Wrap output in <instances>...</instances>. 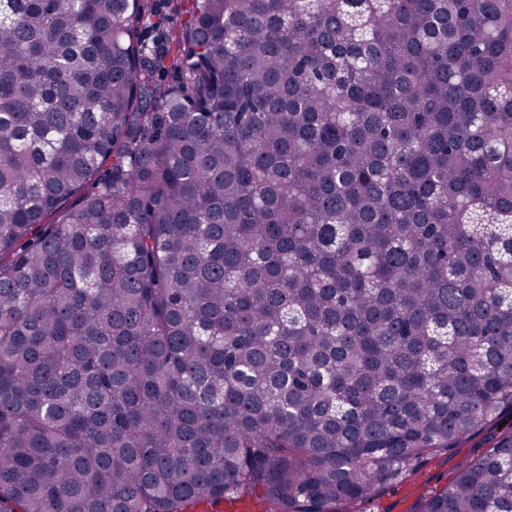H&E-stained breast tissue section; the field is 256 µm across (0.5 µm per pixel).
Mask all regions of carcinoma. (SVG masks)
Segmentation results:
<instances>
[{
	"mask_svg": "<svg viewBox=\"0 0 512 512\" xmlns=\"http://www.w3.org/2000/svg\"><path fill=\"white\" fill-rule=\"evenodd\" d=\"M0 0V512L367 503L512 416V0ZM420 512H512V422Z\"/></svg>",
	"mask_w": 512,
	"mask_h": 512,
	"instance_id": "cac0c4a2",
	"label": "carcinoma"
}]
</instances>
